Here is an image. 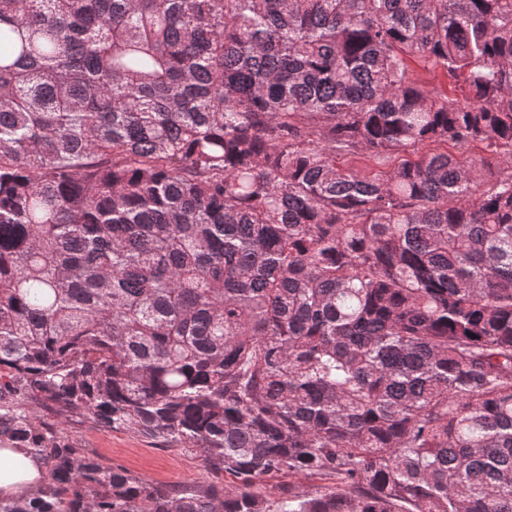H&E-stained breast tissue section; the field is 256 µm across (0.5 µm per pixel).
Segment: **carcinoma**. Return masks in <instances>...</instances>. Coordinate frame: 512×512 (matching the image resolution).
<instances>
[{
    "mask_svg": "<svg viewBox=\"0 0 512 512\" xmlns=\"http://www.w3.org/2000/svg\"><path fill=\"white\" fill-rule=\"evenodd\" d=\"M0 448V512H512V0H0ZM410 69L417 78H419L423 83L428 84L430 87L443 90L447 93H456L459 97H462L460 90L458 88H454V86L448 82V78L444 76L440 70L435 71L418 59L410 62ZM68 431L76 436L81 448L105 466H118L152 482L184 490L232 481L224 472L206 468L194 454L137 434L100 429L77 419L69 424ZM40 462L26 448H0V497L19 498L35 491L43 481Z\"/></svg>",
    "mask_w": 512,
    "mask_h": 512,
    "instance_id": "carcinoma-1",
    "label": "carcinoma"
}]
</instances>
